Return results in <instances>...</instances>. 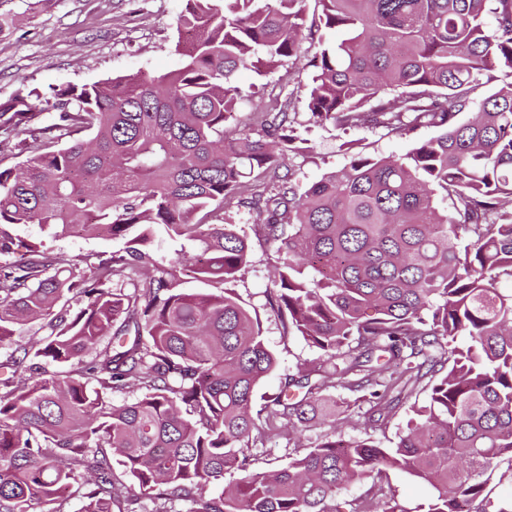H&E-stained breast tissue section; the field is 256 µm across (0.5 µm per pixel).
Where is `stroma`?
Here are the masks:
<instances>
[{"label": "stroma", "mask_w": 512, "mask_h": 512, "mask_svg": "<svg viewBox=\"0 0 512 512\" xmlns=\"http://www.w3.org/2000/svg\"><path fill=\"white\" fill-rule=\"evenodd\" d=\"M186 0H0V102L21 89L50 97L67 86L133 75H159L176 69L180 56L176 21ZM309 46H302L295 62L259 75L241 70L237 84L243 102L229 120L230 126H251L259 109L270 99H290V117L312 152L293 158L290 166L299 183L343 169L349 162L344 149L352 143L368 156L405 154L415 143L432 137L421 129L406 139H390L371 130H337L308 122L304 100L311 71L306 65ZM225 215L248 233L252 264L234 289L257 316L266 344L277 359L276 370L257 389L254 402L279 392L286 378L315 364L318 353L301 338L284 333L269 299L271 270L277 261L273 247L253 233L255 217L245 209L226 207ZM323 420L310 423L302 434L284 432L272 441L254 444L251 453L257 469L285 463L298 444L317 442L328 432ZM393 494L401 512H426L431 487L406 471H387L381 481Z\"/></svg>", "instance_id": "35a3bbf8"}]
</instances>
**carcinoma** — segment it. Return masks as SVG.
<instances>
[{"label":"carcinoma","mask_w":512,"mask_h":512,"mask_svg":"<svg viewBox=\"0 0 512 512\" xmlns=\"http://www.w3.org/2000/svg\"><path fill=\"white\" fill-rule=\"evenodd\" d=\"M303 2L186 0L177 69L0 103V151L25 156L0 169V349L42 331L0 354V512L74 498L81 512H400L392 495L337 501L388 469L432 487L426 512H512L483 496L512 459V82L484 81L512 73V0H319L322 29ZM304 40L313 124L436 135L296 182L287 162L310 147L289 102L257 129L224 122L236 73L281 66ZM247 178L262 190L241 205L278 254L271 308L320 353L259 409L277 359L232 288L251 252L224 218ZM25 224L123 246L73 258L18 243ZM160 229L191 250L157 258ZM187 263L216 291L183 292ZM419 387L424 405L382 446L372 432ZM337 388L368 405L370 434L253 468V441L306 426Z\"/></svg>","instance_id":"carcinoma-1"}]
</instances>
